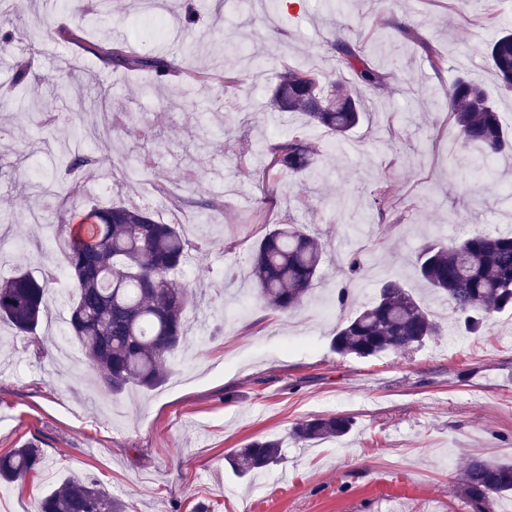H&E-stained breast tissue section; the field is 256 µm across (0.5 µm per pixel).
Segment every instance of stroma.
<instances>
[{
  "label": "stroma",
  "mask_w": 512,
  "mask_h": 512,
  "mask_svg": "<svg viewBox=\"0 0 512 512\" xmlns=\"http://www.w3.org/2000/svg\"><path fill=\"white\" fill-rule=\"evenodd\" d=\"M181 2L161 5L157 27L128 13L127 0H112V20L86 37L107 48L118 27L134 49L165 52L197 69L218 59L231 65L245 53L253 67L232 96L246 121L232 134L211 107L221 74L186 97L170 84L157 89L144 74L113 70L60 38L59 28L78 25L74 0H29L11 18L13 46L0 67V232L10 240L0 278L20 263L37 276L44 265L62 267L66 235L50 245L39 232L56 224L62 206L73 224L113 203L148 209L166 224L182 223L188 209L200 216L189 240L210 246L192 252L189 273L179 277L196 288L198 305L154 389L112 395L95 384L90 363H60L58 347L37 351L0 325V454L28 441L42 450L34 471L0 488V512H36L46 492L88 476L126 512H459L468 457H512V314L493 315L480 334L461 332L412 261L429 239L449 245L477 231L512 232L504 218L512 156L495 159L492 177L480 176L466 149L449 152L441 103L448 83L467 76L489 91L503 126L512 127V96L498 90L483 51L496 33L486 15L512 27V0H302L273 27L262 22L273 11L270 0H189L197 14L191 32L172 11ZM380 20L389 28L375 30ZM397 24L415 35L393 61L387 49ZM219 28L234 30L235 42L216 36ZM337 30L370 64L390 71L384 87L353 85L366 113L341 142L299 115L266 109L282 66L328 72L327 42ZM429 46L447 58L444 74L430 69ZM25 51L29 90L42 101L34 121L5 94ZM93 76L109 83L113 112L130 119L115 130L114 150L47 119ZM291 132L318 148L317 174L262 179V155L244 152V144ZM78 148L92 150L96 165L84 195L71 200L66 182L48 177ZM118 149L135 159L152 154L151 175L112 188ZM201 150L204 173L182 187ZM382 178L388 194L379 210L370 192ZM101 184L107 193L98 192ZM288 222L319 234L327 257L304 305L280 315L263 305L246 271L269 228ZM354 256L362 266L351 283ZM387 281L416 291L439 335L407 352L337 355L330 339L347 317L332 305L337 289L352 285L359 307ZM336 414L355 421L341 438L304 446L289 436L300 420ZM264 436L282 439L283 462L237 476L225 454Z\"/></svg>",
  "instance_id": "1"
}]
</instances>
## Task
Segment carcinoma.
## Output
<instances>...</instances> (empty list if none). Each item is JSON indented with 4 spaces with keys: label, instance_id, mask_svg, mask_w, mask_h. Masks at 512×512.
Segmentation results:
<instances>
[{
    "label": "carcinoma",
    "instance_id": "carcinoma-1",
    "mask_svg": "<svg viewBox=\"0 0 512 512\" xmlns=\"http://www.w3.org/2000/svg\"><path fill=\"white\" fill-rule=\"evenodd\" d=\"M86 49L103 55L115 68L150 74L159 84L177 69L176 61L153 52L132 53L117 42L104 48L91 41ZM336 71H349L358 82L382 87L387 75L373 68L359 46L338 36L330 42ZM500 86L512 89V29L502 28L486 45ZM432 70H448V60L426 47ZM227 130L233 129L241 108L224 98L214 101ZM448 124L462 147L476 145L487 158L512 148L498 112L484 89L464 76L448 86ZM271 112H298L326 128L336 140L359 124L358 103L339 79L322 88L317 74L285 69L268 100ZM70 123L88 125L102 139L110 136L112 121L102 82L75 99ZM266 157L264 177L289 173L313 174L317 152L304 138L285 135L260 146ZM95 160L75 151L64 169L69 190L80 196L84 175ZM148 168L119 153L112 181L123 185L144 176ZM70 234L65 253L66 277L46 271L37 279L23 272L0 281V321L18 336L38 342L35 332L48 312L50 293L71 299L69 331L78 339L100 382L115 395L131 386L152 389L164 379V367L184 336L186 312L193 289L177 286L171 275L189 259L190 240L173 224H162L147 210L124 205L96 207ZM321 241L296 224L270 229L257 244L249 268L261 300L274 311L298 310L316 285L323 263ZM415 266L420 278L448 305L451 317L466 333L477 334L493 313L512 310V236L476 232L445 247L423 246ZM440 326L431 311L397 282H387L374 299L355 310L336 328L331 340L341 356L367 358L386 351L418 348L438 335ZM354 422L347 416H329L296 424L291 436L298 443L348 434ZM40 453L28 443L0 454V480L17 482L38 465ZM282 460V442L265 437L252 440L228 456L239 474L261 471ZM465 498L476 512H495L494 504L512 495V461L473 455L461 473ZM38 512H124V505L92 479L62 482L38 502Z\"/></svg>",
    "mask_w": 512,
    "mask_h": 512
}]
</instances>
